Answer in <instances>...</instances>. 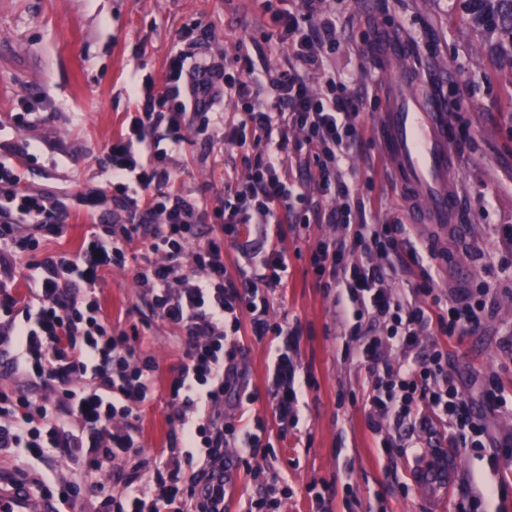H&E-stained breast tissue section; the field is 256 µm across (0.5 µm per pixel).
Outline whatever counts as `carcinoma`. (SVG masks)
Here are the masks:
<instances>
[{
    "instance_id": "carcinoma-1",
    "label": "carcinoma",
    "mask_w": 512,
    "mask_h": 512,
    "mask_svg": "<svg viewBox=\"0 0 512 512\" xmlns=\"http://www.w3.org/2000/svg\"><path fill=\"white\" fill-rule=\"evenodd\" d=\"M477 29L491 36V56L512 74V0H456Z\"/></svg>"
}]
</instances>
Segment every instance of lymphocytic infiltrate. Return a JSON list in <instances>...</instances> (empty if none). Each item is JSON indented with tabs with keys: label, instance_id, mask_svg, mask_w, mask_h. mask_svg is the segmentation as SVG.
Wrapping results in <instances>:
<instances>
[{
	"label": "lymphocytic infiltrate",
	"instance_id": "obj_1",
	"mask_svg": "<svg viewBox=\"0 0 512 512\" xmlns=\"http://www.w3.org/2000/svg\"><path fill=\"white\" fill-rule=\"evenodd\" d=\"M322 2L305 0L304 11L273 13L272 37L295 60L288 69L262 78L244 66L219 83L206 59L180 49L169 58V82L162 90L130 86L133 98L144 99V109L105 148L112 183L122 194L115 229L92 231L76 251L35 257L31 251L42 224L0 225V354L9 356L12 370L30 386L63 388L50 408L25 396L23 413L0 421V451L20 448L40 458L51 448L74 455L87 448L89 467L121 459L139 470L142 446L131 405L149 399L156 364L137 347V331L104 319L95 295L102 271L128 265L138 282L152 285L157 316L193 341L167 401V417L180 424L188 452L180 460L156 449L162 475L149 486L125 487L112 500L113 512H185L191 502L197 512H219L225 447L235 444L243 460L262 448L256 433L224 416L225 404L240 401L235 360L245 325L280 341L270 367L277 420L297 421L304 392L295 360L297 329L269 323L257 304L259 288L285 286L286 255L268 250L260 272L250 275L230 251L258 224L297 231L323 222L341 226L343 233L312 247L310 265L324 288L336 289V319L350 325L358 343L344 358L366 373V425L380 447H399L409 457L420 447L421 434L441 428L449 431L450 444L484 446L487 428L448 372L447 347L436 341L427 356L418 354L424 330L446 336L466 330L478 324L482 305L466 295L444 303L430 276L414 289L423 304L409 303L388 286L418 261L420 246L406 225L351 221L340 163L360 136V109L344 80L325 77L318 95L309 86L310 74L321 68V46L336 40L335 28L320 20ZM265 82L274 89L268 98L259 91ZM229 97L238 98L241 112L224 136L249 147L243 158L249 173L225 188L224 221L205 234L197 205L173 192L172 177L158 162L181 147L185 128L197 117L220 120V105ZM160 125L164 137L149 139V130ZM293 130L299 138H290ZM292 165L299 171L294 190L284 180ZM311 193L318 206L300 214L296 201ZM159 216L163 230L149 234ZM389 345L402 354L397 363L385 358ZM89 375L94 381L87 389L70 390V383ZM388 420L405 427L400 440L385 429ZM186 463L192 469L184 481Z\"/></svg>",
	"mask_w": 512,
	"mask_h": 512
}]
</instances>
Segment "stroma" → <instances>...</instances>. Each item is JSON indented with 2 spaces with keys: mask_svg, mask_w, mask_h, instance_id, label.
Returning a JSON list of instances; mask_svg holds the SVG:
<instances>
[{
  "mask_svg": "<svg viewBox=\"0 0 512 512\" xmlns=\"http://www.w3.org/2000/svg\"><path fill=\"white\" fill-rule=\"evenodd\" d=\"M322 10L336 27V46L323 52L324 70L311 74L310 84L321 90L324 72L336 73L361 102L362 134L341 165L354 220H400L422 248L433 249L391 281L399 293L409 294L428 275L445 296L492 284L478 327L449 336L448 370L471 399L490 380L512 395V358L500 351L502 336L512 333V252L498 244L500 226L512 225V76L494 66L486 36L461 16L455 0H324ZM270 31L262 0H0V160H10L8 145L30 144L26 182L72 212L61 231L43 232L41 251H75L93 224L111 223L104 146L129 113L143 109L128 93L132 83L165 86L176 47L205 57L219 72L247 64L265 75L288 64ZM396 39L410 46L402 66L386 56ZM412 77L421 94L450 110L457 196L447 226L414 223L381 142L379 116ZM222 112V122L186 129L168 159L174 192L193 198L210 224L224 204L225 185L245 173L242 148L224 139L225 124L238 119L236 99H225ZM340 233L336 225L314 224L271 241L260 231L253 237L251 255L271 245L288 255L285 288L267 296L269 317L299 327V376L315 385L301 399L298 423H280L268 383L275 343L250 331L241 336L239 368L252 400L224 412L247 426L262 420L271 446L248 464L235 448L225 449L226 469L241 478L232 512H261L270 489L281 502L278 512H316L320 499L332 512H426L411 462L384 453L366 426V376L344 362L351 340L336 322L333 294L320 288L310 266L315 243ZM97 292L113 324L138 326L141 350L158 364L152 400L133 409L145 457L168 447L184 455L166 400L186 362L187 338L153 313L130 269L106 272ZM457 454L458 488L448 512H463L486 487L493 495L483 512H512V454L471 447ZM0 475L48 500L55 512H108L101 486L117 493L126 481L119 463L93 471L60 448L25 463L0 453Z\"/></svg>",
  "mask_w": 512,
  "mask_h": 512,
  "instance_id": "35a3bbf8",
  "label": "stroma"
}]
</instances>
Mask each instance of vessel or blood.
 Returning <instances> with one entry per match:
<instances>
[{
	"mask_svg": "<svg viewBox=\"0 0 512 512\" xmlns=\"http://www.w3.org/2000/svg\"><path fill=\"white\" fill-rule=\"evenodd\" d=\"M380 131L402 186L419 216L444 224L455 207L448 154V116L437 104L424 103L411 93L393 100L383 113ZM457 479L450 453L428 457L414 471V480L429 502H447ZM0 512H53L49 503L25 488L0 478Z\"/></svg>",
	"mask_w": 512,
	"mask_h": 512,
	"instance_id": "1",
	"label": "vessel or blood"
}]
</instances>
